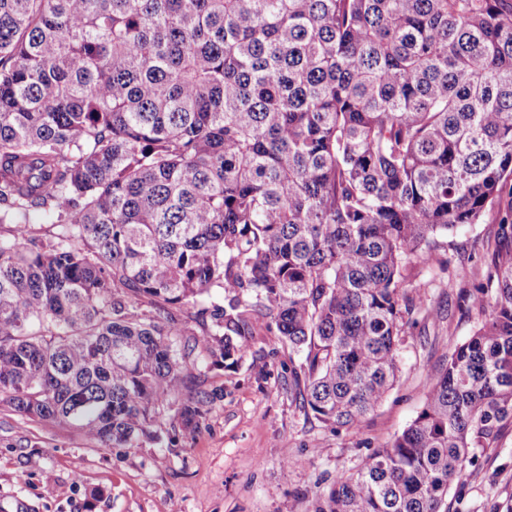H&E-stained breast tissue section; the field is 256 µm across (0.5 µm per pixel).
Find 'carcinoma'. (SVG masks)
<instances>
[{
    "mask_svg": "<svg viewBox=\"0 0 512 512\" xmlns=\"http://www.w3.org/2000/svg\"><path fill=\"white\" fill-rule=\"evenodd\" d=\"M497 210L416 418L315 512H447L512 419V0H0V405L102 448L197 432L250 326L302 402L386 397L435 238ZM43 213L50 223L32 224Z\"/></svg>",
    "mask_w": 512,
    "mask_h": 512,
    "instance_id": "cac0c4a2",
    "label": "carcinoma"
}]
</instances>
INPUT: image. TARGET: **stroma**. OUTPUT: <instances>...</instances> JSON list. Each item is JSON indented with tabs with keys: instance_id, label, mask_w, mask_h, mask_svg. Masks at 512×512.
Masks as SVG:
<instances>
[{
	"instance_id": "1",
	"label": "stroma",
	"mask_w": 512,
	"mask_h": 512,
	"mask_svg": "<svg viewBox=\"0 0 512 512\" xmlns=\"http://www.w3.org/2000/svg\"><path fill=\"white\" fill-rule=\"evenodd\" d=\"M497 214L438 240L447 267L416 280L443 320L419 319L401 349L400 379L359 431L335 432L303 408L292 372L301 354L275 329L254 327L250 351L231 370H194L193 386L219 391L196 435L174 447L102 448L63 427L21 419L0 406V507L15 512H314L338 474L363 465L416 417L432 371L480 324L468 299L495 247ZM448 512H512V420L474 451ZM101 489L90 500V489Z\"/></svg>"
}]
</instances>
